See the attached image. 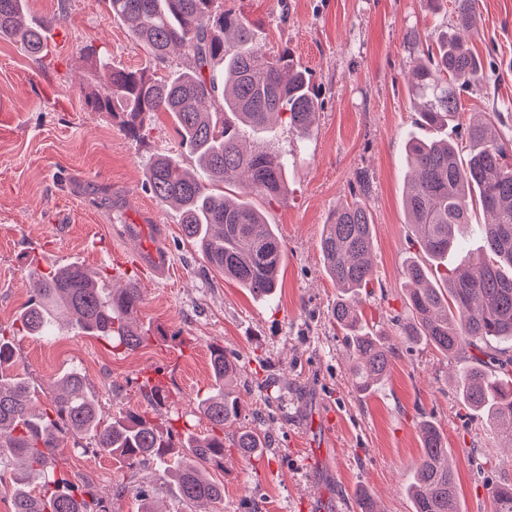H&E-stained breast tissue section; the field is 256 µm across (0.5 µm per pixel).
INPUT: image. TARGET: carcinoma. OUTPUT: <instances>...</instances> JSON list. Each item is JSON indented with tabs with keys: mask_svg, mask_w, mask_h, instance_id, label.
<instances>
[{
	"mask_svg": "<svg viewBox=\"0 0 512 512\" xmlns=\"http://www.w3.org/2000/svg\"><path fill=\"white\" fill-rule=\"evenodd\" d=\"M105 2L146 60L141 68L124 69L93 46L85 47L92 77L102 72L107 77L104 91L87 98L88 108L111 113L134 137L150 114L174 117L180 147L196 158L200 174H186L178 155L158 151L145 165V188L178 209L183 236L210 268L256 296H271L278 287L283 243L248 196H283L288 158L263 146L243 148L241 128L262 133L273 118L286 114L300 137L309 136L318 109L309 71L288 51L269 56L257 48L249 19L224 11L223 0ZM478 7L479 0H452L436 49L414 61L411 100L425 126H457L462 92L483 77L469 44ZM1 36L17 38L35 59L46 52L44 28L28 19L25 0H0ZM175 50L186 63L157 75ZM498 120L500 113L489 112L487 122L468 126L465 156L448 138L407 143L413 178L406 208L422 251L445 265L461 248L457 229L469 223L471 206L477 205L486 216L483 246L489 260L435 282L423 261L407 263L410 320L404 331L424 337L459 363L456 376L468 406L491 412L499 435L511 445L512 356L488 346L490 341L512 345V142L493 132ZM230 179L243 189L237 201L216 190ZM372 247V219L360 199L338 206L322 226L325 272L340 292L333 318L347 337L349 370L361 393L379 384L391 365L383 344L361 329L357 309L360 290L374 278ZM27 288L19 331L0 327V464L18 465L13 512H110L105 498L58 471L56 450L69 436L89 439L91 450L109 453L130 469L152 462L166 473L176 460L175 482L186 503L224 498V486L203 475L207 466H224V429L237 423L240 414L239 399L224 392V379L236 367L224 347L216 344L210 350L215 386L198 404L210 425L203 437L190 431L187 421L180 431L172 426L163 432L148 415L130 410L104 418L76 369L62 376L48 408L38 413L30 408L28 382L14 371L18 332L46 336L61 311L82 332L107 338L114 348L133 349L144 341L137 325L142 298L134 284L118 290L99 287L76 263L49 272L31 268ZM421 441L423 455L409 484L413 512H459L456 476L447 464L442 435L425 423ZM231 446L245 458L262 442L256 432L240 427ZM31 479L36 481L33 489L28 488ZM493 503L494 512H512L511 480L494 488Z\"/></svg>",
	"mask_w": 512,
	"mask_h": 512,
	"instance_id": "cac0c4a2",
	"label": "carcinoma"
}]
</instances>
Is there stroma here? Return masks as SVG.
Instances as JSON below:
<instances>
[{"mask_svg": "<svg viewBox=\"0 0 512 512\" xmlns=\"http://www.w3.org/2000/svg\"><path fill=\"white\" fill-rule=\"evenodd\" d=\"M247 17L269 55L290 50L319 98L310 137L286 120L247 140L287 155L288 193L254 197L285 249L273 299L254 297L212 270L183 236L176 211L143 185L146 160L179 151L168 113L147 118L140 137L107 112L85 106L87 44L117 66L137 69L144 53L97 0H28L33 21L48 24L49 53L34 61L0 38V325L11 326L29 299L30 266L49 271L78 262L106 288L139 285V323L147 340L131 350L58 321L52 335L17 336V370L45 406L49 384L71 369L86 377L104 414L147 413L168 428L186 416L194 432L209 424L197 411L213 386L209 347L236 360L231 385L241 424L265 434L250 458L224 450L210 476L224 498L195 508L154 466H120L73 441L58 451L67 477L109 496L112 512H139V487H154L157 512H357L359 491L379 512H412L411 475L422 454L421 426L443 435L456 471L461 512H493L492 488L512 479V450L486 415L468 409L455 363L405 335L410 318L403 270L420 256L407 222L404 146L412 137L464 141L475 113L495 110L499 136L512 138V0H479L472 42L485 68L481 86L463 93L460 124L421 125L410 99L413 34L434 44L448 23L426 0H224ZM362 198L373 221L374 280L359 296L362 325L391 355L386 378L357 391L345 336L332 317L338 291L324 270L319 239L339 204ZM142 224L145 240L167 249L171 278L151 279L135 256L141 243L124 227ZM144 240V241H145ZM161 381L156 403L146 379ZM126 487L116 496V484Z\"/></svg>", "mask_w": 512, "mask_h": 512, "instance_id": "stroma-1", "label": "stroma"}]
</instances>
